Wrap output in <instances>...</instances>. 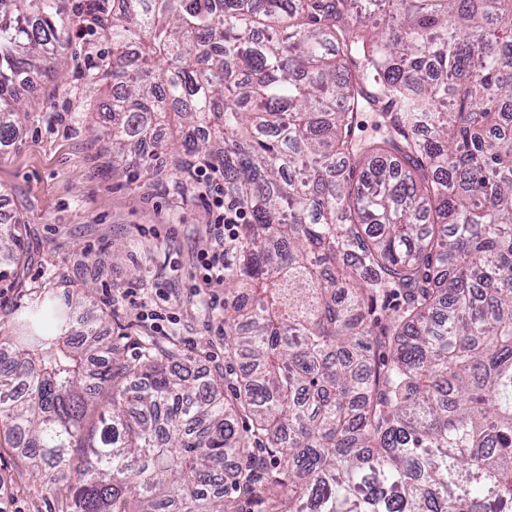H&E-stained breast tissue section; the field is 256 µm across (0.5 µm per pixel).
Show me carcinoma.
<instances>
[{
    "label": "carcinoma",
    "mask_w": 512,
    "mask_h": 512,
    "mask_svg": "<svg viewBox=\"0 0 512 512\" xmlns=\"http://www.w3.org/2000/svg\"><path fill=\"white\" fill-rule=\"evenodd\" d=\"M62 2L0 0V145L63 70ZM93 11L112 167L151 174L148 144L178 174L203 158L245 210L224 354L253 365L228 400L176 343L138 338L131 365L122 327L41 295L0 338L20 465L60 512H512V0ZM364 111L375 139L354 134ZM28 238L0 223L11 288Z\"/></svg>",
    "instance_id": "1"
}]
</instances>
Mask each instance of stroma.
Listing matches in <instances>:
<instances>
[{
    "label": "stroma",
    "instance_id": "1",
    "mask_svg": "<svg viewBox=\"0 0 512 512\" xmlns=\"http://www.w3.org/2000/svg\"><path fill=\"white\" fill-rule=\"evenodd\" d=\"M112 45L100 27H73L66 74L39 96L15 144L0 147V222L31 225L35 254L27 285L0 291V337L42 289H90L101 331L124 326L148 334L139 313L153 305L155 283L166 286L178 315L167 325L182 354L202 369H223L235 381L241 362L224 354L222 310L189 288L198 251L209 244L211 198L180 187L165 155L154 173L113 169L91 133L92 113L111 104L106 82L89 73L105 65ZM15 449L0 445V506L5 512H58L43 476L19 472Z\"/></svg>",
    "mask_w": 512,
    "mask_h": 512
}]
</instances>
